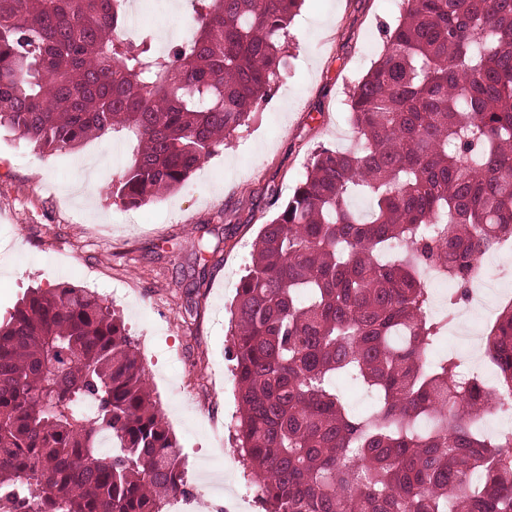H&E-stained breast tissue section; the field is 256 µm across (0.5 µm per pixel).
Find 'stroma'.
<instances>
[{"instance_id":"stroma-1","label":"stroma","mask_w":512,"mask_h":512,"mask_svg":"<svg viewBox=\"0 0 512 512\" xmlns=\"http://www.w3.org/2000/svg\"><path fill=\"white\" fill-rule=\"evenodd\" d=\"M402 0H305L291 26L288 67L272 98L227 137L180 189L130 208L113 189L130 155L109 136L79 152H46L0 134V315L29 287L74 285L119 311L145 378L185 462L187 482L220 474L245 486L235 441V348L229 306L262 226L284 203L319 147H353L349 91L381 54ZM144 28L192 31L189 0H142ZM220 237L205 271L195 250ZM178 384L185 396L170 394ZM226 427L210 441L209 411Z\"/></svg>"}]
</instances>
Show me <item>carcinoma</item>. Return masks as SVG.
Returning <instances> with one entry per match:
<instances>
[{
    "mask_svg": "<svg viewBox=\"0 0 512 512\" xmlns=\"http://www.w3.org/2000/svg\"><path fill=\"white\" fill-rule=\"evenodd\" d=\"M127 2L0 0V128L49 152L123 134L114 194L138 207L249 123L305 0H194L167 54L120 38ZM385 35L349 93L360 146L314 153L236 287V439L265 512H512V435L481 430L512 395V303L482 336L490 385L428 359L448 323L420 280L458 285L451 312L512 237V0H403ZM184 476L121 317L85 288L27 292L0 321V512H164Z\"/></svg>",
    "mask_w": 512,
    "mask_h": 512,
    "instance_id": "1",
    "label": "carcinoma"
}]
</instances>
